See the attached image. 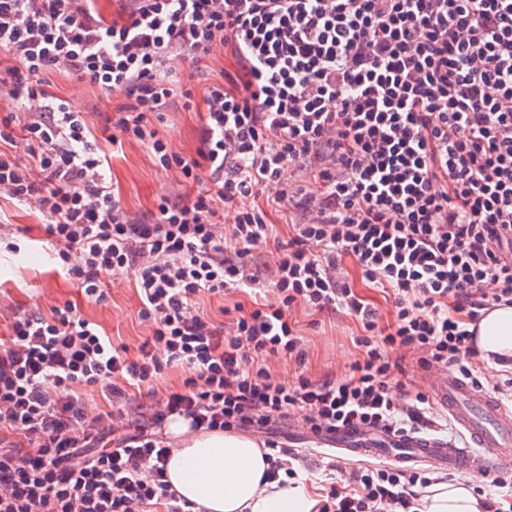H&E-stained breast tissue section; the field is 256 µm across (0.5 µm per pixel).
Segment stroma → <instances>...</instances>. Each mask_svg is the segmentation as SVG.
<instances>
[{
    "label": "stroma",
    "instance_id": "stroma-1",
    "mask_svg": "<svg viewBox=\"0 0 512 512\" xmlns=\"http://www.w3.org/2000/svg\"><path fill=\"white\" fill-rule=\"evenodd\" d=\"M47 79L51 91L71 110L81 113L97 134L104 129L107 111L124 100L121 92L107 95L90 83H79L66 75L51 73ZM200 121L201 114L194 106L163 113L154 126L172 151L191 156L198 145ZM108 177L122 206L134 214L153 211L160 195L174 188L172 175L161 170L149 151L135 142L125 144L122 153L111 157ZM0 211L17 229L12 237L13 248H0V337L8 335L15 314H46L66 300L76 303L114 342L133 348L149 336L151 324L140 314L132 278L102 274L105 300L86 299L52 264L42 215L7 199L0 201ZM294 317L308 344L307 371L311 377L343 375L358 353L355 340L360 334L359 325L348 317L323 315L301 305L295 307Z\"/></svg>",
    "mask_w": 512,
    "mask_h": 512
}]
</instances>
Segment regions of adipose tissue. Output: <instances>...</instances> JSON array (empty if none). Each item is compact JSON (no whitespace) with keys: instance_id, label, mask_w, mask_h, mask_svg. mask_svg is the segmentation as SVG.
Returning a JSON list of instances; mask_svg holds the SVG:
<instances>
[{"instance_id":"1","label":"adipose tissue","mask_w":512,"mask_h":512,"mask_svg":"<svg viewBox=\"0 0 512 512\" xmlns=\"http://www.w3.org/2000/svg\"><path fill=\"white\" fill-rule=\"evenodd\" d=\"M484 353L512 355V306L487 312L477 324ZM173 451L167 461L170 483L181 499L204 512H316L306 486L284 487L263 478L269 467L264 448L234 432H197L188 420L170 418L164 429ZM419 512H481L472 489L445 480L426 488Z\"/></svg>"}]
</instances>
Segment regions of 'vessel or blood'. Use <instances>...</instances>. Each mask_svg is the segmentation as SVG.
I'll use <instances>...</instances> for the list:
<instances>
[{
  "mask_svg": "<svg viewBox=\"0 0 512 512\" xmlns=\"http://www.w3.org/2000/svg\"><path fill=\"white\" fill-rule=\"evenodd\" d=\"M432 396L451 416L456 427L470 437L471 444L436 436L341 432L329 440L341 458L354 455L389 454L402 465L418 463L458 470L466 477H483L512 466V411L447 371L431 374Z\"/></svg>",
  "mask_w": 512,
  "mask_h": 512,
  "instance_id": "b4317fda",
  "label": "vessel or blood"
}]
</instances>
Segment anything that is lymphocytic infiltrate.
<instances>
[{
    "mask_svg": "<svg viewBox=\"0 0 512 512\" xmlns=\"http://www.w3.org/2000/svg\"><path fill=\"white\" fill-rule=\"evenodd\" d=\"M216 54L237 69L208 84L198 154L180 156L149 117L190 106L176 74ZM51 72L121 92L109 145H143L197 194L131 215ZM4 196L44 217L56 269L84 297L104 299L101 273L132 277L152 331L129 350L67 301L14 320L0 340V512H187L159 434L174 416L266 435L271 480L308 467L270 438L292 418L314 435L443 430L428 394L405 395L411 359L477 387L495 370L490 393L512 405V356L484 355L472 332L512 305V0H120L109 19L95 0H0ZM272 209L298 217L285 240ZM269 241L267 285L246 259ZM349 263L393 299L389 319ZM241 288L254 307L230 331L196 307ZM300 304L361 326L348 374L305 375ZM169 366L183 384L159 389ZM90 389L108 411L90 414ZM322 467L318 512H413L431 483L390 464ZM348 271L350 279L352 280L357 290L360 291L363 296H366L372 300V302L380 309V312L383 314V317L386 320V318L389 316L390 310L393 308V299L385 300L381 293L371 288H367L361 281L359 272L353 266L349 265Z\"/></svg>",
    "mask_w": 512,
    "mask_h": 512,
    "instance_id": "obj_1",
    "label": "lymphocytic infiltrate"
}]
</instances>
